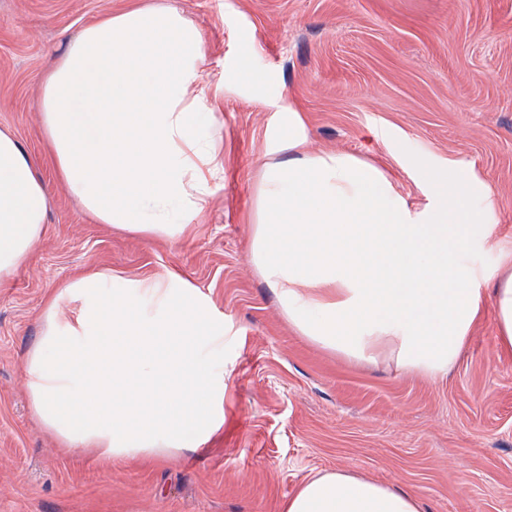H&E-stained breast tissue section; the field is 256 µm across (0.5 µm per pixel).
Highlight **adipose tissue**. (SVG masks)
Returning <instances> with one entry per match:
<instances>
[{"mask_svg":"<svg viewBox=\"0 0 512 512\" xmlns=\"http://www.w3.org/2000/svg\"><path fill=\"white\" fill-rule=\"evenodd\" d=\"M201 37L175 10L129 9L85 26L42 80L41 126L58 179L84 210L144 238L194 235L220 171L216 105ZM283 161L264 163L251 256L301 336L348 359L442 376L485 303L512 350V251L476 269L496 240L492 189L460 164L422 169L412 210L379 166L314 152L289 112ZM48 189L0 129V284L44 233ZM24 358L33 421L96 462L157 463L224 419V320L175 273L116 283L90 273L57 288ZM283 512H423L412 494L346 471L305 480Z\"/></svg>","mask_w":512,"mask_h":512,"instance_id":"adipose-tissue-1","label":"adipose tissue"}]
</instances>
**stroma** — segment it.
I'll use <instances>...</instances> for the list:
<instances>
[{
  "mask_svg": "<svg viewBox=\"0 0 512 512\" xmlns=\"http://www.w3.org/2000/svg\"><path fill=\"white\" fill-rule=\"evenodd\" d=\"M173 7L200 32L214 85L242 55L216 111L221 173L194 237L168 241L95 223L59 182L41 131V73L86 24ZM314 151L374 162L415 207L407 160L474 169L495 190L512 250V0H0V128L49 190L45 231L0 288V512H282L308 477L345 470L412 493L424 512H512V353L492 312L445 377L361 364L300 336L250 253L257 171L287 110ZM172 271L224 317V422L194 452L154 466H99L63 452L31 419L24 357L55 288L94 271ZM231 83H249L261 93V76L253 69L249 55L242 56L229 74L228 79L224 80V89H227Z\"/></svg>",
  "mask_w": 512,
  "mask_h": 512,
  "instance_id": "35a3bbf8",
  "label": "stroma"
}]
</instances>
